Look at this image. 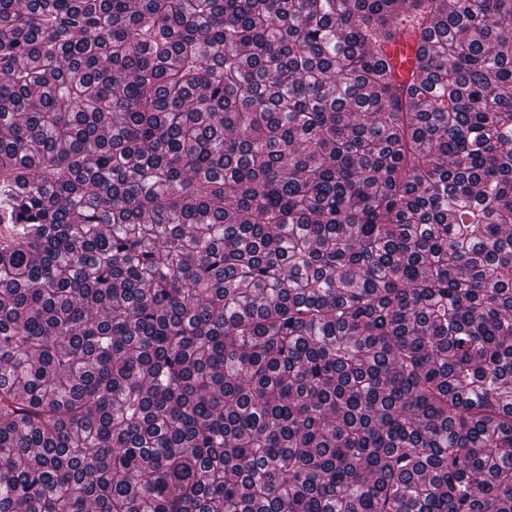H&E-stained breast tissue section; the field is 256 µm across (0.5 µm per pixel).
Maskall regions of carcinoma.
Instances as JSON below:
<instances>
[{
    "mask_svg": "<svg viewBox=\"0 0 512 512\" xmlns=\"http://www.w3.org/2000/svg\"><path fill=\"white\" fill-rule=\"evenodd\" d=\"M0 512H512V0H0ZM387 55L396 72L406 75L407 71L414 64V54L411 44L406 41H400L388 47Z\"/></svg>",
    "mask_w": 512,
    "mask_h": 512,
    "instance_id": "carcinoma-1",
    "label": "carcinoma"
}]
</instances>
